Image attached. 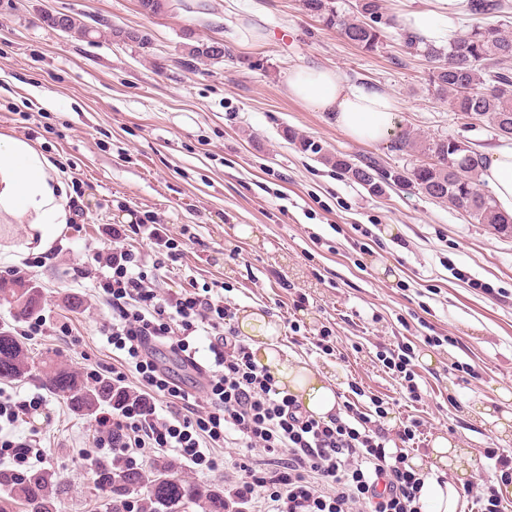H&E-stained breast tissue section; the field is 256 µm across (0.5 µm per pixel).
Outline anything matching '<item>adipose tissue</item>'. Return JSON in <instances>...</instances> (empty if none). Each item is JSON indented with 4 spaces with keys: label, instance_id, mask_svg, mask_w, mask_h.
<instances>
[{
    "label": "adipose tissue",
    "instance_id": "1",
    "mask_svg": "<svg viewBox=\"0 0 512 512\" xmlns=\"http://www.w3.org/2000/svg\"><path fill=\"white\" fill-rule=\"evenodd\" d=\"M466 0H436L430 11L404 17L410 29L433 44L450 43L457 35ZM288 94L306 108L330 115L349 138L378 144L395 136L399 128L396 103L388 95L347 85L330 69L296 68L285 80ZM480 181L492 193L499 212L512 216V148L490 150ZM68 191L50 159L27 140L0 134V221L27 225L30 234L20 252L44 254L67 229ZM239 328L246 335L253 359L270 371L303 409L314 417L335 411L333 382L307 365L282 359L275 348L278 327L259 311H244Z\"/></svg>",
    "mask_w": 512,
    "mask_h": 512
}]
</instances>
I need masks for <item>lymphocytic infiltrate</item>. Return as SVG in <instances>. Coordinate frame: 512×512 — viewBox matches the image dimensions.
I'll return each mask as SVG.
<instances>
[{"label":"lymphocytic infiltrate","instance_id":"lymphocytic-infiltrate-1","mask_svg":"<svg viewBox=\"0 0 512 512\" xmlns=\"http://www.w3.org/2000/svg\"><path fill=\"white\" fill-rule=\"evenodd\" d=\"M108 250L92 249L94 290L112 313L100 327L118 351L112 383L134 380L135 401L95 419L96 444L127 454L143 448L175 452L190 467L212 471L221 463L218 449L234 445L224 499L231 512H421L419 494L425 473L409 464V454H391L390 439L413 441L418 421H403L388 435L374 413L342 400L329 419L314 418L280 388L267 369L258 368L248 344L231 326V309L210 288H157L162 273L180 262L188 228L165 224H113ZM141 236L150 252L128 247ZM209 340L205 398L185 390L159 365L157 346L195 357L196 337ZM495 482L474 481L460 497L472 512H502L498 488L512 484V456L487 448Z\"/></svg>","mask_w":512,"mask_h":512}]
</instances>
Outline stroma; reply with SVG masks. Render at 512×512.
<instances>
[{"label": "stroma", "instance_id": "obj_1", "mask_svg": "<svg viewBox=\"0 0 512 512\" xmlns=\"http://www.w3.org/2000/svg\"><path fill=\"white\" fill-rule=\"evenodd\" d=\"M54 11L83 15L98 37L79 41L49 26ZM139 30L119 42L110 26ZM389 27L377 51L341 38L298 0H173L160 16L136 0H0V134L29 141L63 173L81 231L25 268L42 290L45 335L30 356L87 376L112 364L99 334L109 311L75 276L87 247L112 245L109 224L189 225L181 266L161 288L223 285L234 314L276 319L289 360L356 384L368 409L387 403L383 425L413 417L424 434L412 458L427 461L444 437L479 454L512 455V235L448 205L398 188L372 195L336 173L325 155L373 154L406 168L415 155L349 139L323 112L287 91L290 69L331 68L352 85L392 97L401 125L479 151L502 146L486 119L451 111L428 84L431 64ZM223 38L224 61L181 62L186 36ZM296 131L320 145L303 151ZM309 303L293 308L295 292ZM328 332L332 354L312 343ZM409 344L420 401L380 353ZM49 426L25 469L54 473L68 489L58 512H102L86 456L95 419L48 395Z\"/></svg>", "mask_w": 512, "mask_h": 512}]
</instances>
